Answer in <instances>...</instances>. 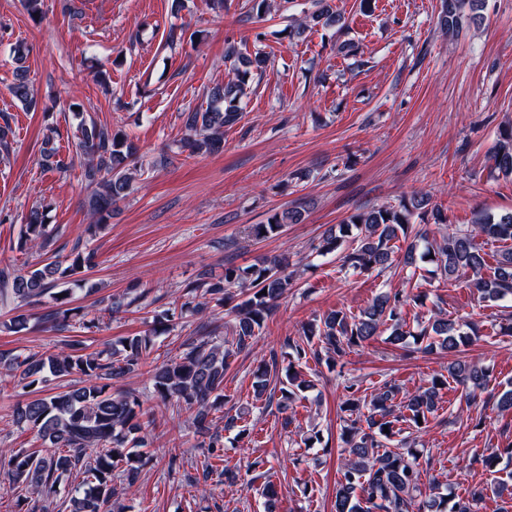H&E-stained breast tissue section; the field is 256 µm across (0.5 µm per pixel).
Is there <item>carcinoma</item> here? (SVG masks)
I'll return each mask as SVG.
<instances>
[{
  "mask_svg": "<svg viewBox=\"0 0 512 512\" xmlns=\"http://www.w3.org/2000/svg\"><path fill=\"white\" fill-rule=\"evenodd\" d=\"M485 0H444L441 25L450 33L461 27L466 11L471 19L481 16L474 11ZM341 22L332 0H317L316 9L299 23L294 36L320 26L332 28ZM14 79L9 93L23 106H35L28 83L25 52L14 49ZM225 57L233 60L231 75L206 93L207 105L184 113V135L175 143L178 153L200 156L219 151L224 143V128L236 124L247 97V84L254 72L267 68L269 58L256 51L244 56L236 46L227 48ZM78 136L75 150L63 159L53 146L56 129H49L40 166L45 171L68 168L76 163L84 169L85 179L96 186L89 199L95 235L112 215V205L126 199L133 191L137 176L139 147L124 131L110 130L77 110ZM491 167L504 175H512V126L501 133L489 154ZM305 212L299 208L272 213L264 224L252 225L256 238L277 236L290 224H300ZM445 226L446 234L421 254L418 242L427 232L412 233V224ZM496 241L512 242V212L495 215L479 212L471 226L448 223L440 209L430 206L421 194L404 197L395 205L372 207L349 215L342 223L329 228L315 249L322 254L334 253L342 266L353 270L385 269L392 264L395 243L407 241L404 266L415 268L418 260L428 259L444 277L472 272L474 288L484 300L498 301L512 295V248L504 250L492 276H482L486 260L475 245L477 235ZM54 235L44 222L42 212L30 209L23 216L18 234L21 251H49ZM96 251L75 244L66 259L54 256L27 262L17 268L0 267V308L15 311L35 302H50L42 321L55 327H71L89 331L98 327L100 319L71 306L72 293L67 288L76 277L86 283L83 274L95 266ZM295 272L289 270L286 255H274L250 266H224V276L203 280L186 293V300L153 316L161 330L144 335L126 336L103 350H89L86 341L76 335L54 349L44 352L0 351V371L14 378L20 399L10 407L7 416L17 428L32 432L44 449L30 451L19 448L0 450V467L7 469L13 486L48 501L69 484L74 475L82 482L71 487L69 512H115L118 489L136 487L139 459L148 455L152 431L157 417L164 413L150 405L156 399L174 402L189 413L196 433L207 438V457L224 460L221 433L212 427L210 416L224 408V371L228 357L252 349L257 336L270 318L280 298L292 287ZM403 296L388 291L378 295L358 316L343 310L332 311L301 328L298 338L288 342V364L285 379L280 381L279 411L283 426L291 424L288 409L298 392L311 387L296 370V363L312 354L326 364L335 363L346 350L360 346L386 332L387 341L403 349L415 345L416 352L436 349L457 352L461 344L479 335L476 322L460 323L436 312L417 329L407 328L402 315ZM226 310L232 317L231 336L220 335V327L212 324L209 314ZM200 317L197 337L181 343L183 350L149 371L146 391L114 388L126 375L143 366L155 346V338L175 330L186 314ZM31 316L17 314L0 322V328L19 333L29 329ZM81 376L80 383L71 376ZM278 375L276 354L263 360L253 373L257 397L266 392L272 376ZM448 377L472 392L484 389L486 371L474 362L454 361L448 365ZM446 381L433 378L428 384L396 401L400 387L386 382L368 395L354 378L345 380L342 417V442L348 456L341 459V478L336 485L334 512H473V503L492 493L502 502H512V483L496 480L489 487L477 488L471 500L454 499L431 488L421 491L423 450L415 447V439L403 434L408 422L420 434L428 417L435 415Z\"/></svg>",
  "mask_w": 512,
  "mask_h": 512,
  "instance_id": "carcinoma-1",
  "label": "carcinoma"
}]
</instances>
